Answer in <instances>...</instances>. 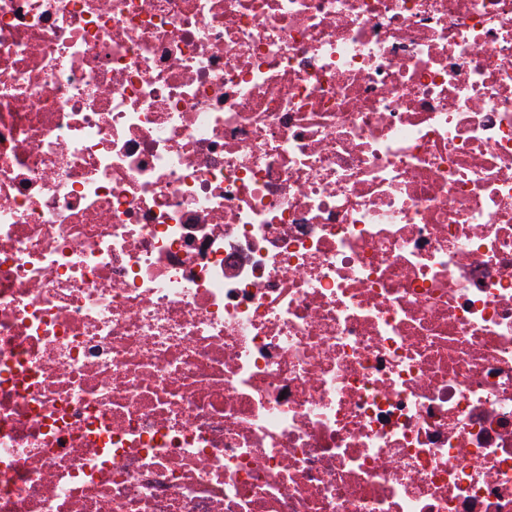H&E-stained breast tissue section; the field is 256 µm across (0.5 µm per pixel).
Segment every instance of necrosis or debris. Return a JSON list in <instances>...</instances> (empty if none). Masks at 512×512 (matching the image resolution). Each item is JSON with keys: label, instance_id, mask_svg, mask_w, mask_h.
Segmentation results:
<instances>
[{"label": "necrosis or debris", "instance_id": "necrosis-or-debris-1", "mask_svg": "<svg viewBox=\"0 0 512 512\" xmlns=\"http://www.w3.org/2000/svg\"><path fill=\"white\" fill-rule=\"evenodd\" d=\"M0 512H512V0H0Z\"/></svg>", "mask_w": 512, "mask_h": 512}]
</instances>
